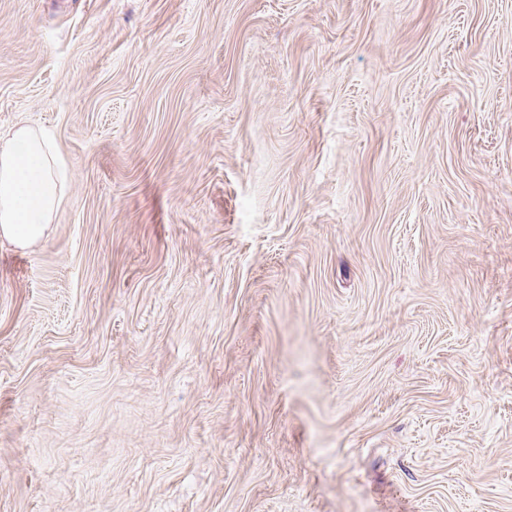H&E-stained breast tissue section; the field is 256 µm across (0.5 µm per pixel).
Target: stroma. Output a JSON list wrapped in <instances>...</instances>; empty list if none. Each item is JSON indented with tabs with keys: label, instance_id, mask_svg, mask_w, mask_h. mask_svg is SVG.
<instances>
[{
	"label": "stroma",
	"instance_id": "stroma-1",
	"mask_svg": "<svg viewBox=\"0 0 512 512\" xmlns=\"http://www.w3.org/2000/svg\"><path fill=\"white\" fill-rule=\"evenodd\" d=\"M0 512H512V0H0ZM60 164L42 131L21 127L0 135V231L21 245L34 244L63 201Z\"/></svg>",
	"mask_w": 512,
	"mask_h": 512
}]
</instances>
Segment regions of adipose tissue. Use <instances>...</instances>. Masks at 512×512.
<instances>
[{
  "mask_svg": "<svg viewBox=\"0 0 512 512\" xmlns=\"http://www.w3.org/2000/svg\"><path fill=\"white\" fill-rule=\"evenodd\" d=\"M60 164L43 132L0 136V235L21 245L42 239L63 201Z\"/></svg>",
  "mask_w": 512,
  "mask_h": 512,
  "instance_id": "obj_1",
  "label": "adipose tissue"
}]
</instances>
